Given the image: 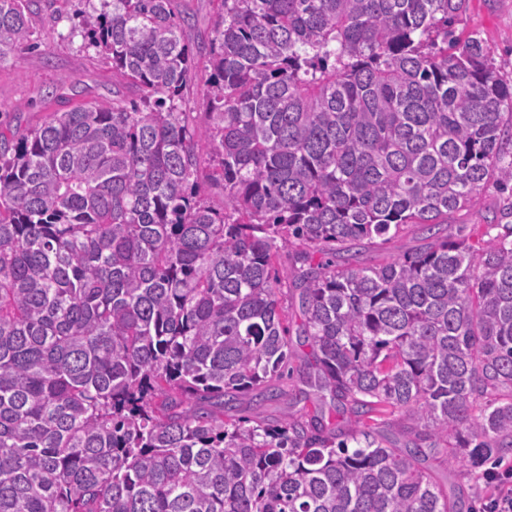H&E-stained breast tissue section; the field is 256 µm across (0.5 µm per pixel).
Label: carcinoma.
Segmentation results:
<instances>
[{
  "instance_id": "obj_1",
  "label": "carcinoma",
  "mask_w": 512,
  "mask_h": 512,
  "mask_svg": "<svg viewBox=\"0 0 512 512\" xmlns=\"http://www.w3.org/2000/svg\"><path fill=\"white\" fill-rule=\"evenodd\" d=\"M40 1L0 0V59ZM214 2L202 121L170 0H100L81 36L137 98L0 130V512H464L422 463L512 454V81L469 0ZM283 249L315 402L270 425L230 411L282 396ZM205 65V59L201 58L197 68L198 81H196L195 84L190 85V87L185 91V108L187 112H193V116L199 115V113L196 112H200L201 109L199 88L209 74L208 71L205 70ZM500 205V194L492 185L483 188L477 195L473 207L469 211H462L454 214L449 219V224H453V232H456L459 226L467 224L464 231L465 234L469 233L471 224H484L483 219L485 216H492L491 213L495 211ZM429 241L424 240L417 229L411 228L382 246L363 247L350 243L340 246L341 250L336 252L338 256L336 262L340 265L347 264V262L367 266L385 264L399 254L424 247Z\"/></svg>"
}]
</instances>
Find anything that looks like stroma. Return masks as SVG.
Here are the masks:
<instances>
[{"label":"stroma","mask_w":512,"mask_h":512,"mask_svg":"<svg viewBox=\"0 0 512 512\" xmlns=\"http://www.w3.org/2000/svg\"><path fill=\"white\" fill-rule=\"evenodd\" d=\"M88 7L87 0H58L55 19L44 14L32 15L33 38L38 51L10 53L0 58V130H24L39 124L46 113L92 98H108L118 78L94 50L88 49L80 33L72 29V19ZM174 11L189 17L186 39L194 44L208 41L214 15L212 0H172ZM460 33L477 32L489 48L495 65L504 79H512V0H469L463 20L456 23ZM417 229L411 228L382 246L345 244L337 252L338 264L380 265L393 257L424 247ZM294 355L287 375L277 384L283 396L262 401L249 395L241 398L236 413L276 425L289 413L288 393L304 386L302 366L311 358V347L294 342ZM429 471L440 483L480 504L486 494L482 479L473 478L468 466L456 465L454 471L430 462Z\"/></svg>","instance_id":"1"}]
</instances>
